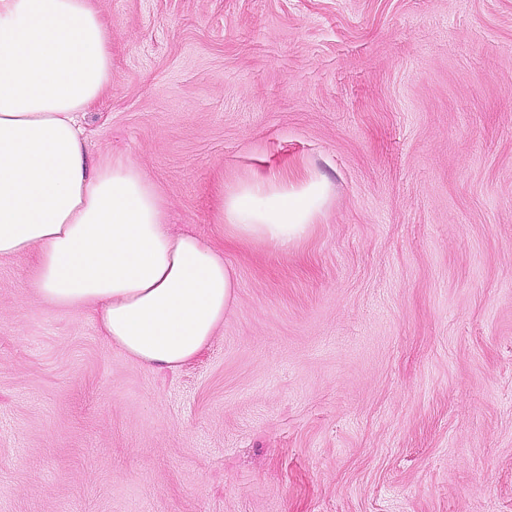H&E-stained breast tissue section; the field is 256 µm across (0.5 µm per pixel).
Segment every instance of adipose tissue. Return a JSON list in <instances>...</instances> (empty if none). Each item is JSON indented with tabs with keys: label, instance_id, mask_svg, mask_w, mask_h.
I'll list each match as a JSON object with an SVG mask.
<instances>
[{
	"label": "adipose tissue",
	"instance_id": "adipose-tissue-1",
	"mask_svg": "<svg viewBox=\"0 0 512 512\" xmlns=\"http://www.w3.org/2000/svg\"><path fill=\"white\" fill-rule=\"evenodd\" d=\"M111 42L90 0H0V259L33 254L44 302L92 308L112 345L176 369L210 342L238 280L223 249L172 233L134 161L91 159L81 116L112 84ZM327 188L254 174L220 195L217 221L285 251L310 235Z\"/></svg>",
	"mask_w": 512,
	"mask_h": 512
}]
</instances>
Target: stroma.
<instances>
[{"mask_svg": "<svg viewBox=\"0 0 512 512\" xmlns=\"http://www.w3.org/2000/svg\"><path fill=\"white\" fill-rule=\"evenodd\" d=\"M84 123L235 298L165 372L0 259V512H512V0H91ZM324 176L297 247L219 187Z\"/></svg>", "mask_w": 512, "mask_h": 512, "instance_id": "obj_1", "label": "stroma"}]
</instances>
